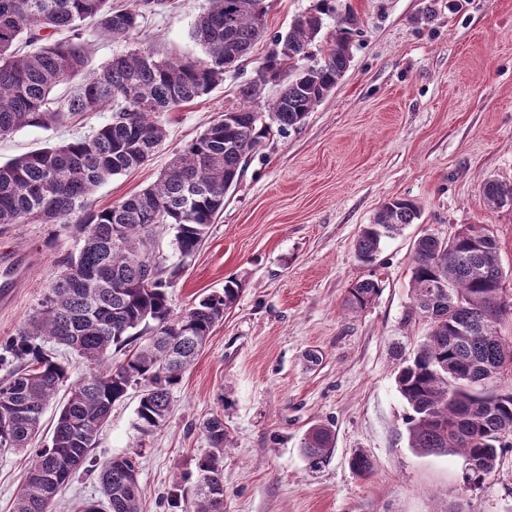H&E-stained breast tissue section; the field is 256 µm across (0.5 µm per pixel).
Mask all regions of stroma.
<instances>
[{
	"label": "stroma",
	"mask_w": 512,
	"mask_h": 512,
	"mask_svg": "<svg viewBox=\"0 0 512 512\" xmlns=\"http://www.w3.org/2000/svg\"><path fill=\"white\" fill-rule=\"evenodd\" d=\"M337 17L361 31L336 88L303 124L271 134L250 155L224 209L190 258L156 246L184 271L168 293L175 310L222 291L241 293L225 311L173 394L166 424L136 428V391L114 404L94 454L138 453L142 512H193L192 479L208 447L199 429L224 417V512H512V449L478 489L462 455L409 447L406 402L395 385V347L412 351L428 332L413 309L414 240L445 237L463 224L490 225L504 286L512 292V206L489 207L483 179L512 181V0H337ZM208 0H171L146 14L127 41L94 38V63L115 51L201 58L191 37ZM337 17L325 20L334 30ZM268 39L226 71L209 95L163 113L162 148L144 166L112 177L92 195L104 209L154 184L182 147L224 111L237 88L257 78ZM108 113L58 127H27L0 138V162L90 135ZM402 197L420 208L415 223L384 240L375 265L355 241L381 204ZM78 237L71 224L0 226V345L37 310ZM381 292L352 314L344 300L361 279ZM329 424L334 447L320 467L301 453L306 430ZM373 462L369 475L350 465ZM30 453L0 449V512H11ZM183 495L171 502L175 479Z\"/></svg>",
	"instance_id": "1"
}]
</instances>
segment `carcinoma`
<instances>
[{"label": "carcinoma", "mask_w": 512, "mask_h": 512, "mask_svg": "<svg viewBox=\"0 0 512 512\" xmlns=\"http://www.w3.org/2000/svg\"><path fill=\"white\" fill-rule=\"evenodd\" d=\"M165 0H0V137L26 127L62 124L87 112L111 119L88 138L51 145L0 164V224H74L80 246L61 262L37 314L7 348L16 367L0 379V447L27 450L41 434L42 417L62 386L51 444L36 450L13 512H51L56 496L77 473L94 475L101 499L75 512H140L139 461L133 455L101 463L91 458L116 402L138 389L137 430L162 427L182 374L241 292L235 278L189 308L172 310L167 288L182 273L155 251L156 226L174 231L180 257L193 256L224 209L247 157L272 126L300 125L336 88L352 60L360 30L354 18L337 21L318 42L334 0H317L288 30L275 33L257 79L238 88L243 104L222 114L178 152L158 181L110 208H88V196L108 179L146 164L167 137L160 120L224 81V62L239 63L266 36L265 0H210L191 35L202 59L158 60L151 53H115L90 65V36L127 40L147 11ZM287 76L266 112L254 109L267 78ZM77 81L65 98L52 91ZM491 207L512 200V183L487 178ZM419 219L415 202L391 198L362 227L357 259L373 264L382 240ZM415 313L428 325L412 356L399 363L396 385L411 410L409 447L424 454L461 453L466 481L479 488L512 448V337L498 326L512 314L494 230L462 224L446 238L434 233L414 243L410 276ZM379 293L373 279L352 284L345 308L366 309ZM54 343L80 357L85 377L69 382ZM135 345L118 365L111 351ZM209 450L194 479L195 512H224V417L201 424ZM332 429L314 424L301 451L317 466L330 455Z\"/></svg>", "instance_id": "carcinoma-1"}]
</instances>
